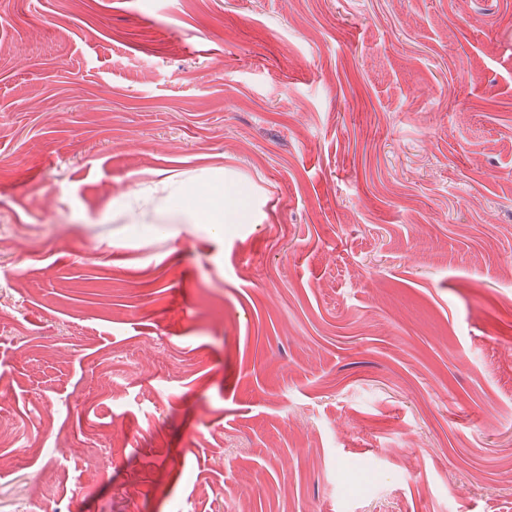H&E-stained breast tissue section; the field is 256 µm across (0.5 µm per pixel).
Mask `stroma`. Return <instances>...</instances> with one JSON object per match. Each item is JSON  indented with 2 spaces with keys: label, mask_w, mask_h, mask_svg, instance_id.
<instances>
[{
  "label": "stroma",
  "mask_w": 512,
  "mask_h": 512,
  "mask_svg": "<svg viewBox=\"0 0 512 512\" xmlns=\"http://www.w3.org/2000/svg\"><path fill=\"white\" fill-rule=\"evenodd\" d=\"M220 170L253 221L124 239ZM0 512H512V0H0Z\"/></svg>",
  "instance_id": "obj_1"
}]
</instances>
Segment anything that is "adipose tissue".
<instances>
[{"mask_svg": "<svg viewBox=\"0 0 512 512\" xmlns=\"http://www.w3.org/2000/svg\"><path fill=\"white\" fill-rule=\"evenodd\" d=\"M164 195L153 220H146L139 210L140 193L132 191L112 204L113 214L127 220L126 233L149 237L161 235L177 238L183 228L216 238L223 237L228 224H248L252 214L245 200V190L235 184H225L222 175H214L206 184L175 174L162 180Z\"/></svg>", "mask_w": 512, "mask_h": 512, "instance_id": "obj_1", "label": "adipose tissue"}]
</instances>
